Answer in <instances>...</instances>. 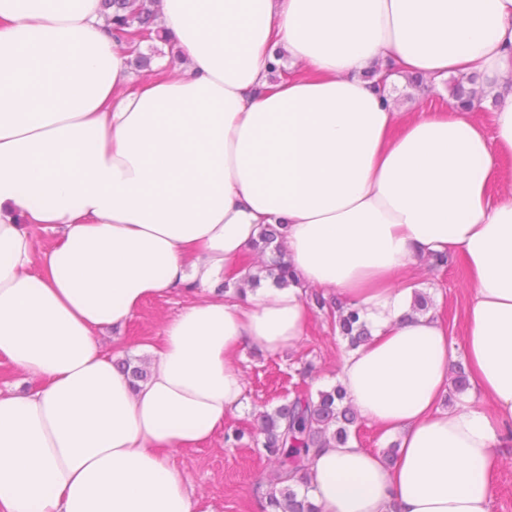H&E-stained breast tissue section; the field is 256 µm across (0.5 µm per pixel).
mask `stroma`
Instances as JSON below:
<instances>
[{
	"label": "stroma",
	"mask_w": 512,
	"mask_h": 512,
	"mask_svg": "<svg viewBox=\"0 0 512 512\" xmlns=\"http://www.w3.org/2000/svg\"><path fill=\"white\" fill-rule=\"evenodd\" d=\"M423 288L434 289L442 300L438 311L446 319L461 316L471 290L462 263L452 262L438 269L423 268L418 279ZM187 301L181 293L148 299L121 332L126 355L145 358L144 344L159 343L166 323ZM346 342L329 319L312 315L304 335L293 346L276 353L244 349L241 365L247 376L245 405L227 418L228 427H251L255 415L282 403L284 395L298 382V369L315 367L313 386L333 385ZM171 461L193 486L198 497L197 512H259L255 486L268 479L271 465L253 448L227 446L216 435L198 448L173 452Z\"/></svg>",
	"instance_id": "stroma-1"
}]
</instances>
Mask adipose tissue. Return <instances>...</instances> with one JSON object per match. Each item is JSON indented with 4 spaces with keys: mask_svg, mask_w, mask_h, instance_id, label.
<instances>
[{
    "mask_svg": "<svg viewBox=\"0 0 512 512\" xmlns=\"http://www.w3.org/2000/svg\"><path fill=\"white\" fill-rule=\"evenodd\" d=\"M182 60L136 77L100 0H0V512H196L168 458L223 430L239 350L305 332L307 288L359 309L371 341L338 381L400 439L311 452L320 512H492L512 427V97L492 128L397 111L366 78L512 82V0H160ZM287 74L275 77L270 62ZM296 277L233 301L263 225ZM50 233L38 246L36 231ZM463 261L455 333L413 312L421 260ZM192 298L134 382L98 336L148 299ZM468 387L451 407L450 367Z\"/></svg>",
    "mask_w": 512,
    "mask_h": 512,
    "instance_id": "ef3b65f1",
    "label": "adipose tissue"
}]
</instances>
